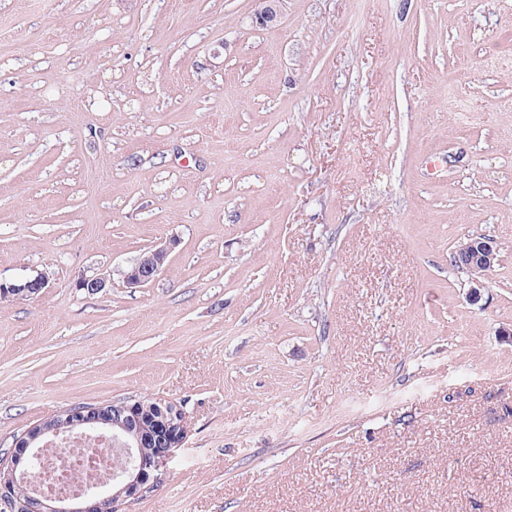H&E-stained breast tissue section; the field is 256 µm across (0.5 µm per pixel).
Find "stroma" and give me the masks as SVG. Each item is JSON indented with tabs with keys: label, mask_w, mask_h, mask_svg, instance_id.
<instances>
[{
	"label": "stroma",
	"mask_w": 512,
	"mask_h": 512,
	"mask_svg": "<svg viewBox=\"0 0 512 512\" xmlns=\"http://www.w3.org/2000/svg\"><path fill=\"white\" fill-rule=\"evenodd\" d=\"M257 7L0 0V454L148 396L129 512H512V0ZM461 258L464 262L458 261V264H454V266L462 269L464 266L471 272L470 292L478 295L479 289L483 286L480 278L499 262V249L493 239L475 237L469 239L468 243L463 246ZM167 255V247L144 250L125 274L126 284L137 288L153 282L161 273ZM48 287L49 282L41 275L15 283L0 281V300H10L16 297H36Z\"/></svg>",
	"instance_id": "obj_1"
}]
</instances>
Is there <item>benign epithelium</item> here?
I'll return each instance as SVG.
<instances>
[{
	"instance_id": "1",
	"label": "benign epithelium",
	"mask_w": 512,
	"mask_h": 512,
	"mask_svg": "<svg viewBox=\"0 0 512 512\" xmlns=\"http://www.w3.org/2000/svg\"><path fill=\"white\" fill-rule=\"evenodd\" d=\"M259 8L255 15L260 25L276 21L279 15V0H257ZM168 255V248L158 247L143 251L125 274L126 284L131 288L142 287L153 282L161 273ZM462 266L472 274L471 293L479 294L483 287L481 277L499 262V249L494 240L475 237L468 240L461 251ZM49 287L41 275L7 283L0 281V300L16 297H36ZM139 403L129 398L122 403H112V412L104 413L101 407L65 409L51 419L66 417L70 424L47 426L45 421L31 425L24 432V446L12 451L0 462V506L12 509L14 490L20 484L30 482L32 469L40 464L42 450L60 439L66 431L80 436L108 439L124 449L122 460L114 467L111 483L91 486L72 496H56L41 490L34 491L33 512H105L112 507L115 512L144 498L149 484L164 475L174 453L182 447L187 437V425L183 408L169 402L160 408L162 422L161 444L150 455L139 451L140 436L132 432L130 422L137 417Z\"/></svg>"
}]
</instances>
